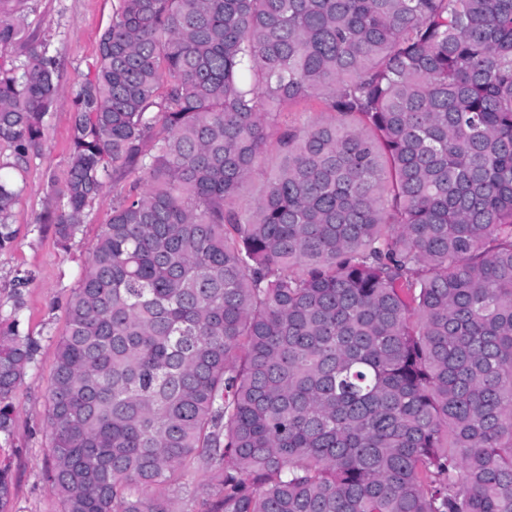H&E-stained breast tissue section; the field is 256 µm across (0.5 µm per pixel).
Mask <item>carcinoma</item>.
I'll list each match as a JSON object with an SVG mask.
<instances>
[{"instance_id":"carcinoma-1","label":"carcinoma","mask_w":512,"mask_h":512,"mask_svg":"<svg viewBox=\"0 0 512 512\" xmlns=\"http://www.w3.org/2000/svg\"><path fill=\"white\" fill-rule=\"evenodd\" d=\"M26 3L0 0V169L60 91ZM309 96L335 118L273 130ZM73 105L44 221L66 249L116 196L47 395L63 512H173L188 469L202 512H512V0H116ZM17 197L0 177V251Z\"/></svg>"}]
</instances>
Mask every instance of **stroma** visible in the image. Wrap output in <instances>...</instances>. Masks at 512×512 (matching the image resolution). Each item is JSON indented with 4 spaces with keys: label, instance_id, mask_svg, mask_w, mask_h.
<instances>
[{
    "label": "stroma",
    "instance_id": "obj_1",
    "mask_svg": "<svg viewBox=\"0 0 512 512\" xmlns=\"http://www.w3.org/2000/svg\"><path fill=\"white\" fill-rule=\"evenodd\" d=\"M114 4L115 0H28L24 12L29 31L59 58L61 91L45 119L40 155L15 177L20 194L9 218L15 241L10 250L0 252V314L11 311L17 273L30 272L33 280L24 291L22 329L39 343L36 359L16 392L12 433L0 437V466L12 470L16 512L63 510L47 480V394L57 341L67 327L66 303L89 264L92 245L112 216L114 192L105 188L69 249L58 246L53 225L42 217L49 204V178L62 175L67 166L77 83L96 59Z\"/></svg>",
    "mask_w": 512,
    "mask_h": 512
}]
</instances>
